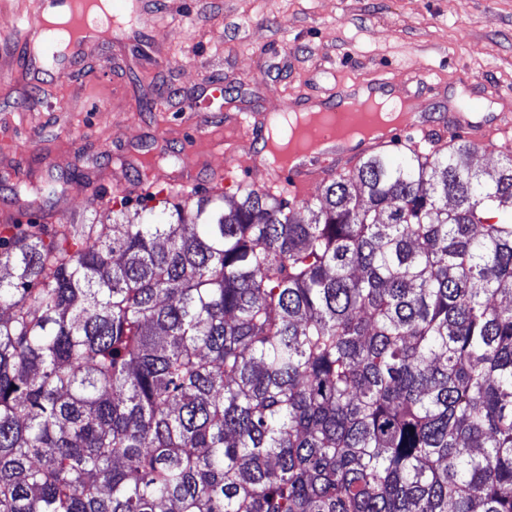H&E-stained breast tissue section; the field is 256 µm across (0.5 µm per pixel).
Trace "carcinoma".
<instances>
[{
  "instance_id": "1",
  "label": "carcinoma",
  "mask_w": 512,
  "mask_h": 512,
  "mask_svg": "<svg viewBox=\"0 0 512 512\" xmlns=\"http://www.w3.org/2000/svg\"><path fill=\"white\" fill-rule=\"evenodd\" d=\"M410 140L0 236V512H512V155ZM372 150L368 146L359 153L337 156L325 162L310 163L301 169H290L286 175L280 171L267 170L265 176L275 183L286 182L297 196L303 197L311 188L326 182L336 172L351 169Z\"/></svg>"
}]
</instances>
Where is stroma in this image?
<instances>
[{"mask_svg":"<svg viewBox=\"0 0 512 512\" xmlns=\"http://www.w3.org/2000/svg\"><path fill=\"white\" fill-rule=\"evenodd\" d=\"M362 84L412 91L437 117L512 113V0H143L123 35L56 77L0 40V225L194 205L212 193L209 165L254 149L236 117ZM188 154V197L126 193L144 157ZM59 178L49 199L25 192Z\"/></svg>","mask_w":512,"mask_h":512,"instance_id":"obj_1","label":"stroma"}]
</instances>
